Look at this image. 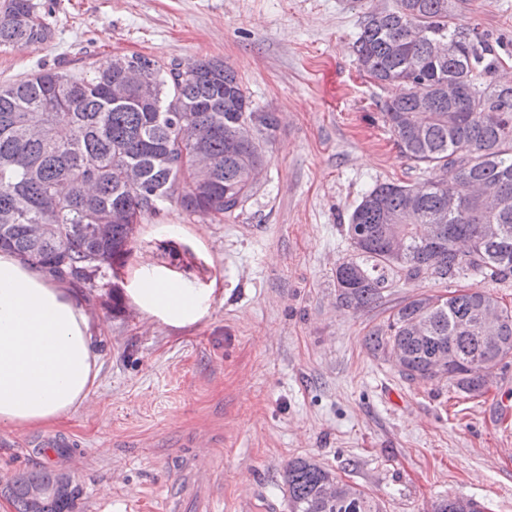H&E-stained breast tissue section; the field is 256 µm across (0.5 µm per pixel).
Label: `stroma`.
<instances>
[{
    "instance_id": "obj_1",
    "label": "stroma",
    "mask_w": 512,
    "mask_h": 512,
    "mask_svg": "<svg viewBox=\"0 0 512 512\" xmlns=\"http://www.w3.org/2000/svg\"><path fill=\"white\" fill-rule=\"evenodd\" d=\"M42 2L51 39L0 47V85L61 61L79 72L116 55L221 59L279 129L242 210L219 222L168 203L130 246L124 273L157 266L216 289L201 322L144 318L108 270L79 282L104 329L97 387L59 424L0 428V487L49 469L81 486L74 512H167L187 457L214 463L200 492L213 512H289L285 469L304 458L382 512H430L448 495L512 512V358L471 396L405 380L365 341L406 297L475 280L402 281L358 311L337 301L354 206L376 185L432 176L384 124L396 87L374 84L352 52L363 13L393 0ZM458 21L512 56V0H469ZM55 437L69 445L46 455Z\"/></svg>"
}]
</instances>
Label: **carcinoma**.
Instances as JSON below:
<instances>
[{
	"label": "carcinoma",
	"instance_id": "carcinoma-1",
	"mask_svg": "<svg viewBox=\"0 0 512 512\" xmlns=\"http://www.w3.org/2000/svg\"><path fill=\"white\" fill-rule=\"evenodd\" d=\"M467 0H395L367 12L354 54L387 99L383 117L401 153L435 172L426 187L385 183L353 208L346 236L353 254L336 267L339 303L362 309L395 281L448 282L512 276V83L478 26L455 22ZM52 36L39 0H0V46H39ZM452 52L439 57L433 44ZM464 89L452 101L448 83ZM278 125L253 106L235 72L219 60L165 63L135 54L92 63V75L55 66L0 86V250L54 275L90 282L124 266L138 224L174 202L188 215L222 219L254 194V168ZM482 183L496 198L483 210L468 194ZM462 203L450 211L448 191ZM404 240L391 250L386 228ZM487 224L498 235L485 236ZM500 310L499 344L476 323L477 309ZM421 323L425 332L417 335ZM373 355L403 356L409 380L484 391L512 354V307L480 288L406 298L370 331ZM290 512H380L367 491L314 461L288 462ZM35 486L49 490L32 500ZM0 492L16 512H73L80 488L63 472L20 475Z\"/></svg>",
	"mask_w": 512,
	"mask_h": 512
}]
</instances>
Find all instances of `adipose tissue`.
I'll return each instance as SVG.
<instances>
[{"instance_id": "obj_1", "label": "adipose tissue", "mask_w": 512, "mask_h": 512, "mask_svg": "<svg viewBox=\"0 0 512 512\" xmlns=\"http://www.w3.org/2000/svg\"><path fill=\"white\" fill-rule=\"evenodd\" d=\"M125 294L147 319L184 328L208 315L213 291L143 268ZM100 339L68 279L1 251L0 428L39 426L77 412L96 386Z\"/></svg>"}]
</instances>
